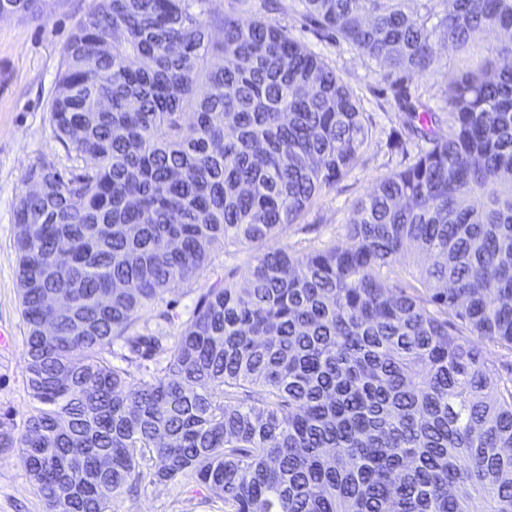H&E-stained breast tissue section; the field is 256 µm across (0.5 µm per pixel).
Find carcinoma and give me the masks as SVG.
<instances>
[{"label": "carcinoma", "instance_id": "1", "mask_svg": "<svg viewBox=\"0 0 512 512\" xmlns=\"http://www.w3.org/2000/svg\"><path fill=\"white\" fill-rule=\"evenodd\" d=\"M298 5L402 80L483 31L512 57V0ZM263 9L96 0L72 33L50 119L93 164L41 162L17 201L32 404L0 422V454L43 512H118L146 482L203 486L224 512H512L511 65L448 77L444 135L405 107L391 146L426 148L356 201L344 244L252 254L244 287L202 289L168 343L166 294L215 243L287 235L372 141L348 82ZM116 342L163 364L134 380Z\"/></svg>", "mask_w": 512, "mask_h": 512}]
</instances>
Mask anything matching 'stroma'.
Listing matches in <instances>:
<instances>
[{"label": "stroma", "instance_id": "obj_1", "mask_svg": "<svg viewBox=\"0 0 512 512\" xmlns=\"http://www.w3.org/2000/svg\"><path fill=\"white\" fill-rule=\"evenodd\" d=\"M276 20L304 42L353 88L362 111L375 123L371 145L349 176L324 194L303 218L318 225L313 245L342 241L354 203L390 172L411 164L415 152L391 149L390 136L399 128L401 112L393 92L394 79L383 68L363 58L348 45L317 36L300 15L293 0H281ZM95 0H46L41 17H0V328H10L14 344L0 349V414L11 413L22 423L31 405L26 387L25 328L21 316L15 239L17 199L25 191L32 166L47 161L70 170L73 160L54 137L50 101L65 47L78 21ZM498 39L477 34L465 52L441 50L432 68L409 79L411 96L427 102L438 114L440 133L448 131L444 91L449 74L477 70L498 58ZM213 265L200 278L177 285L168 295L177 310L192 307L201 289L218 275L242 264L239 254L213 249ZM122 512H224L222 502L201 486H145L138 496L123 499ZM0 512H42V504L17 456H0Z\"/></svg>", "mask_w": 512, "mask_h": 512}]
</instances>
